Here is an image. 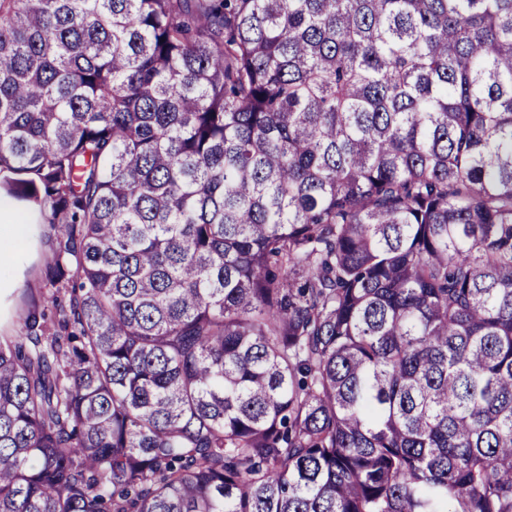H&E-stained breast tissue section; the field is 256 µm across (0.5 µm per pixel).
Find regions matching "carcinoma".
Returning a JSON list of instances; mask_svg holds the SVG:
<instances>
[{
  "instance_id": "cac0c4a2",
  "label": "carcinoma",
  "mask_w": 512,
  "mask_h": 512,
  "mask_svg": "<svg viewBox=\"0 0 512 512\" xmlns=\"http://www.w3.org/2000/svg\"><path fill=\"white\" fill-rule=\"evenodd\" d=\"M0 512H512V0H0ZM29 217L30 234L27 237L28 220L21 219L20 213ZM2 223V224H1ZM27 237V239H26ZM25 241L23 254L20 256L16 241ZM57 235L38 211L28 212L22 203L0 199V286L9 279L11 272L12 286L1 291L0 288V336H13L15 333V316L27 309L32 299L40 302L51 288H47V271L53 264Z\"/></svg>"
}]
</instances>
